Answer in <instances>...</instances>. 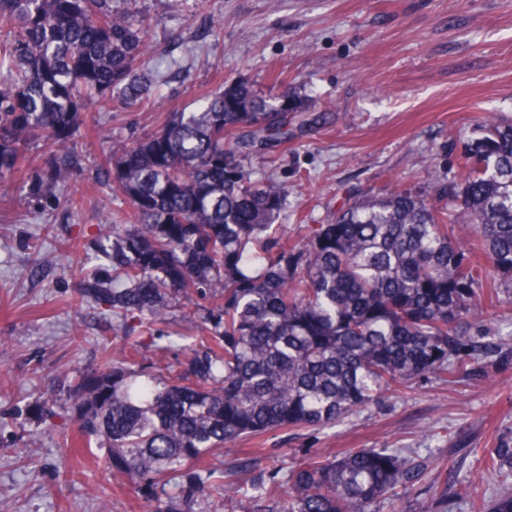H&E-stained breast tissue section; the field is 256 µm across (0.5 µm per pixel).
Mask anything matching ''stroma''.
<instances>
[{
  "instance_id": "obj_1",
  "label": "stroma",
  "mask_w": 512,
  "mask_h": 512,
  "mask_svg": "<svg viewBox=\"0 0 512 512\" xmlns=\"http://www.w3.org/2000/svg\"><path fill=\"white\" fill-rule=\"evenodd\" d=\"M148 21L147 62L160 97L133 110L88 113L78 140L96 150L94 126L113 150L157 129L164 115L195 110L231 79L310 97L288 140L245 167L286 191L282 222L328 223L344 203L419 187L448 204L457 161L477 122L512 119V0H136ZM46 209L15 186L0 190V512H152L136 480L114 476L106 449L78 428L76 375L98 369L112 337L106 305L78 297L100 254L101 206L112 189L92 167ZM80 207L69 204L71 196ZM449 205V204H448ZM181 312L155 333L145 367L185 362ZM45 410H38V403ZM512 436V363L480 360L460 382L418 380L328 430L278 431L263 442V469L285 482L295 462L389 441L428 462L419 488L380 512H414L446 484L467 481L448 512H491L490 477H471L476 453ZM460 462L458 471L449 465Z\"/></svg>"
}]
</instances>
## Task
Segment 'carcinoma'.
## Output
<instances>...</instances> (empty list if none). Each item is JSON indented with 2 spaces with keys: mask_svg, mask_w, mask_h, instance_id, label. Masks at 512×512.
<instances>
[{
  "mask_svg": "<svg viewBox=\"0 0 512 512\" xmlns=\"http://www.w3.org/2000/svg\"><path fill=\"white\" fill-rule=\"evenodd\" d=\"M116 0H0V183L27 172L38 141L52 157L29 190L51 200L90 162L126 204L105 216L102 252L112 279L87 276L81 295L118 318L129 354L110 373L73 389L80 428L102 438L112 471L140 480L155 512H197L217 496L224 512H377L422 481L426 464L385 443L312 456L288 471V497L228 476L215 483L198 463L243 438L282 429L321 430L425 377H464L479 358L512 360V334L480 324L485 301L512 304V122L478 124L448 186L468 215L471 240L448 210L412 188L342 206L297 239L277 234L284 192L243 162L307 111L296 93L264 94L244 80L171 112L119 155L98 138L78 148L83 114L144 106L158 80L145 66L147 20ZM483 255L487 266L471 261ZM197 321L190 355L154 374L136 357L167 323L171 301ZM512 488V438L473 461Z\"/></svg>",
  "mask_w": 512,
  "mask_h": 512,
  "instance_id": "obj_1",
  "label": "carcinoma"
}]
</instances>
